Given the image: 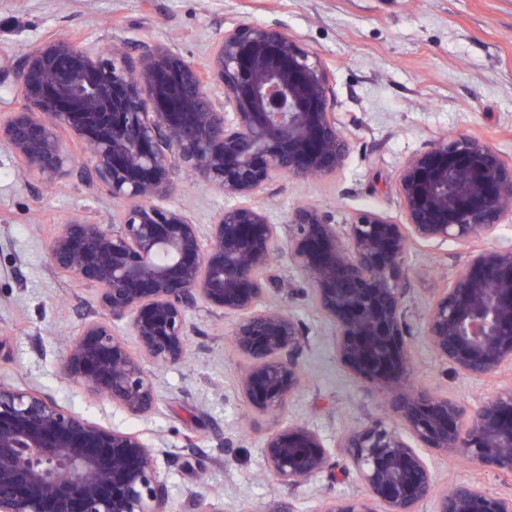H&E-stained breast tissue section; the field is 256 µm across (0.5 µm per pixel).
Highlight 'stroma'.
I'll return each instance as SVG.
<instances>
[{
    "label": "stroma",
    "mask_w": 512,
    "mask_h": 512,
    "mask_svg": "<svg viewBox=\"0 0 512 512\" xmlns=\"http://www.w3.org/2000/svg\"><path fill=\"white\" fill-rule=\"evenodd\" d=\"M243 22L281 26L320 54L333 74L336 119L351 140L349 158L336 174L279 176L257 194L273 223H287L289 213L307 202L322 206L338 224L361 210L403 221L398 170L442 134L478 135L512 162V0H0V113L19 104L14 68L20 56L49 38L65 35L99 49L122 44L133 63L145 47L165 43L201 64L216 39ZM65 145L74 162L51 187L22 178L0 145V380L38 390L91 421L141 433L173 454L174 462L158 465L169 512H194L198 494L208 512H264L276 500L294 512H317L326 500L365 497L335 444L350 428L394 420L374 391L338 363L334 328L316 312L288 257L287 240L274 254L267 301L301 326L305 384L280 411L250 412L238 391L247 363L228 341L234 318L203 304L187 313L186 359L144 364L157 398L149 414H131L64 378L67 343L105 312L93 287L52 266L47 243L70 216L105 224L121 208L94 180L79 145L70 139ZM174 181L159 206L185 210L200 231H208L224 209L223 194L181 171ZM465 255L451 241L408 254L406 339L411 387L474 409L512 387V367L470 379L442 362L424 337L425 306ZM286 422L309 425L335 450L327 472L296 486L262 468L265 437ZM424 455L439 486L473 482L512 493V479L431 449Z\"/></svg>",
    "instance_id": "35a3bbf8"
}]
</instances>
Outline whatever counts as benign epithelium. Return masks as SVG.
I'll list each match as a JSON object with an SVG mask.
<instances>
[{
	"label": "benign epithelium",
	"mask_w": 512,
	"mask_h": 512,
	"mask_svg": "<svg viewBox=\"0 0 512 512\" xmlns=\"http://www.w3.org/2000/svg\"><path fill=\"white\" fill-rule=\"evenodd\" d=\"M21 103L0 114V144L27 175L55 184L81 145L93 173L123 208L110 224L68 219L47 244L52 266L95 287L110 319L87 321L68 345L66 379L135 415L155 390L144 361L186 354L187 311L203 303L233 315L235 351L248 361L240 396L260 414L282 409L303 382L302 331L279 307H264L280 225L251 202L280 175L326 177L351 144L336 122L321 57L276 25L240 23L216 41L204 65L169 46L128 62L58 36L27 50L16 67ZM235 204L210 224L203 244L180 209L151 203L178 170ZM405 222L362 210L336 224L315 205L288 215V251L315 310L335 328L336 359L386 400L415 443L380 421L347 431L336 447L367 490L321 512H512V494L476 483L443 491L420 448L463 457L512 477V389L476 410L408 387L404 261L414 248L488 239L512 216V164L467 134L438 136L405 159L396 180ZM126 321L136 351L115 335ZM425 337L443 362L482 379L512 367V250L468 252L425 314ZM164 450L140 434L94 423L36 390L0 381V512H167L158 477ZM264 469L297 485L331 468L314 428L288 423L261 451Z\"/></svg>",
	"instance_id": "obj_1"
}]
</instances>
